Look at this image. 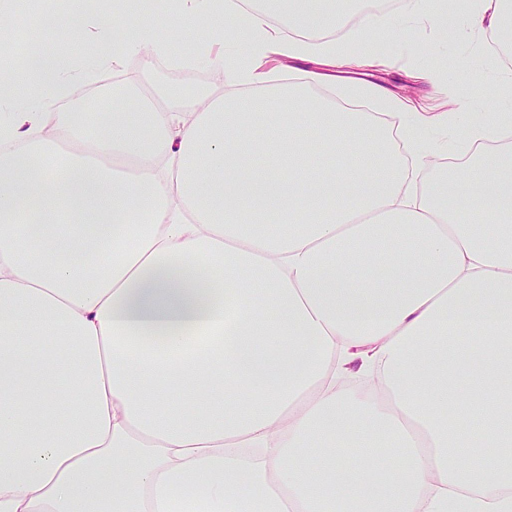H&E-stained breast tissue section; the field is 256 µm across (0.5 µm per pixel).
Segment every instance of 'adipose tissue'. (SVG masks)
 <instances>
[{
  "label": "adipose tissue",
  "instance_id": "adipose-tissue-1",
  "mask_svg": "<svg viewBox=\"0 0 512 512\" xmlns=\"http://www.w3.org/2000/svg\"><path fill=\"white\" fill-rule=\"evenodd\" d=\"M284 4L275 23L225 0L227 29L181 0L204 31L188 57L231 91L116 98L92 132L59 106L73 79L173 40L78 0L31 14L24 89L0 91L25 98L0 109V512H512V151L418 187L424 116L314 91L392 17L340 40L329 0ZM89 26L79 67L36 39ZM271 45L298 80L268 82ZM511 133L497 109L455 144ZM154 331L161 349L138 344ZM351 376L373 390L337 388Z\"/></svg>",
  "mask_w": 512,
  "mask_h": 512
}]
</instances>
